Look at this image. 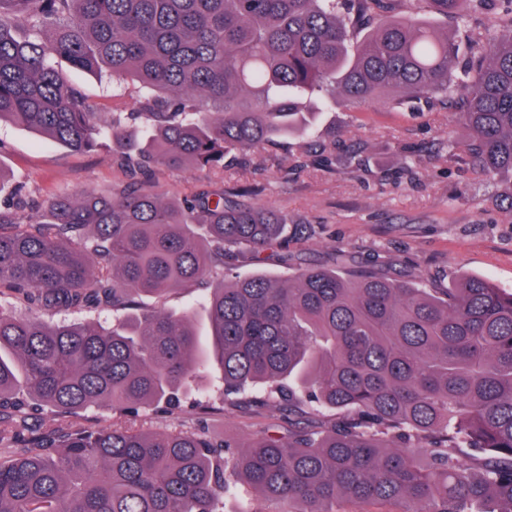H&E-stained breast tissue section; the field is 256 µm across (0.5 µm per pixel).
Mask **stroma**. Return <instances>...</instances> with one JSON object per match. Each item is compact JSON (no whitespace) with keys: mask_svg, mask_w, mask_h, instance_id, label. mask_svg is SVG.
Returning <instances> with one entry per match:
<instances>
[{"mask_svg":"<svg viewBox=\"0 0 512 512\" xmlns=\"http://www.w3.org/2000/svg\"><path fill=\"white\" fill-rule=\"evenodd\" d=\"M59 65L69 69L102 122H111V86L70 69L67 60ZM452 135L460 139L464 131L438 107L387 99L353 110L340 101L335 111L320 115L313 130L327 162H311L294 136L251 153L244 166L159 165L145 185L175 199L220 187L234 199L285 214L288 250L306 263H331L341 248L352 266L402 271L426 286L444 288L454 276L474 274L512 291V212L501 202V186L467 161H449ZM352 147L365 161L354 173L338 162L341 151ZM128 179L111 145L77 152L23 126L0 124L2 198L16 192L37 203L62 192L117 187ZM199 398L212 405V413L187 404L175 415L141 413L138 422L153 432L202 430L243 442L259 437L269 424H288L287 412H244L226 405L216 389Z\"/></svg>","mask_w":512,"mask_h":512,"instance_id":"1","label":"stroma"}]
</instances>
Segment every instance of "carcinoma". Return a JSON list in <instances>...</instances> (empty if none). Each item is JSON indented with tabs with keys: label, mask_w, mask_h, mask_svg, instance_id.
<instances>
[{
	"label": "carcinoma",
	"mask_w": 512,
	"mask_h": 512,
	"mask_svg": "<svg viewBox=\"0 0 512 512\" xmlns=\"http://www.w3.org/2000/svg\"><path fill=\"white\" fill-rule=\"evenodd\" d=\"M487 0H0V122L73 151L103 141L125 185L57 194L30 221L0 206V441L28 407L59 426L16 438L0 463V512H224L236 479L247 512H512V292L478 276L424 288L341 262L289 259L293 277L224 270L288 237V217L224 189L177 202L142 187L154 165L224 166L305 136L311 118L387 94L449 106L452 144L497 180L512 178V34L489 26L469 55L426 16L464 19ZM143 96L102 124L56 59ZM152 127L134 135L136 120ZM206 296L210 341L192 310L142 304L189 288ZM109 312L111 323L52 321ZM219 372L224 400L298 414L288 434L243 445L178 431L91 428L98 406L137 417L180 408ZM245 448L226 472L234 449Z\"/></svg>",
	"instance_id": "cac0c4a2"
}]
</instances>
